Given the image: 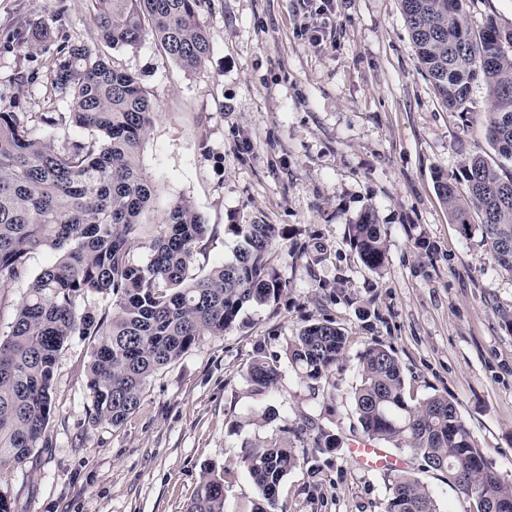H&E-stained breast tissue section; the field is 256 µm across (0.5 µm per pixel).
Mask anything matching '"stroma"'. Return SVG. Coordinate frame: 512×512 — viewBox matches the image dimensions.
Masks as SVG:
<instances>
[{"label": "stroma", "instance_id": "stroma-1", "mask_svg": "<svg viewBox=\"0 0 512 512\" xmlns=\"http://www.w3.org/2000/svg\"><path fill=\"white\" fill-rule=\"evenodd\" d=\"M87 0H0V105L61 112L51 86L52 57H27L21 37L55 14L63 40L92 41ZM211 52L198 69L167 60L152 38L108 50L138 78L155 106L141 155L158 182V204L191 199L217 226L207 263L231 258L224 224L259 218L278 225L270 260L288 284L278 303L248 308L236 328L205 336L149 380L123 426L88 423L90 346L72 337L59 353L48 447L23 464L0 467V492L17 512H185L204 466L233 469L224 512H255L262 500L235 463L245 443L272 434L255 423L273 407L339 435L342 447L318 466L285 478L287 512H384L393 477L418 473L441 512L466 503L441 473L419 472L390 448L391 466L365 469L348 445L361 437L353 392L357 356L374 342L402 364L413 399L448 396L494 469L512 481V276L492 261L479 233L464 234L438 199L437 173L461 155L497 154L478 120L482 83L465 108L448 109L420 69L400 0H202ZM374 209L387 241L375 275L345 237ZM425 248H418V241ZM345 282L346 290H328ZM375 313H358L367 299ZM334 319L346 357L311 390L283 353L307 320ZM280 358L272 396L245 379L256 345Z\"/></svg>", "mask_w": 512, "mask_h": 512}]
</instances>
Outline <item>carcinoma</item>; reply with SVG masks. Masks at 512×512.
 Instances as JSON below:
<instances>
[{"instance_id":"obj_1","label":"carcinoma","mask_w":512,"mask_h":512,"mask_svg":"<svg viewBox=\"0 0 512 512\" xmlns=\"http://www.w3.org/2000/svg\"><path fill=\"white\" fill-rule=\"evenodd\" d=\"M89 2L94 41L57 43L54 16L20 41L28 54L56 46L52 85L68 111L39 116L48 135L36 133L29 113L0 106V288L27 281L9 337L0 341V466L19 465L47 447L55 364L70 337L91 339L88 423L119 427L138 410L156 370L179 360L200 337L224 335L244 309L276 303L287 291L269 260L282 234L275 224L227 225L237 239L233 257L206 270L199 260L217 228L205 224L190 199L171 201L155 222L143 220L158 196L157 182L140 164L154 105L103 48L133 49L149 33L178 67L197 69L211 51L201 0ZM463 2L401 0L418 64L441 100L463 109L473 83L487 88L481 123L503 161L469 155L435 183L451 223L466 234L479 232L496 266L512 274V168L505 165L512 162V26L490 17L476 31ZM345 234L362 264L381 275L387 243L373 210L346 225ZM136 248L148 250L146 261L135 257ZM43 249L57 252L58 260L31 277L27 261ZM93 294L111 297L101 314L86 305ZM346 350L341 327L322 318L299 330L285 357L301 379L316 384ZM358 366L354 409L366 438L444 473L468 512H512V482L477 448L448 397L408 401L399 360L379 343L359 353ZM279 378L276 361L257 348L246 370L252 390L268 395ZM314 425L308 417L285 424L241 450L240 466L266 503L261 512H285L280 490L300 465L293 440ZM339 446L335 434L321 429L308 457ZM224 482L204 467L187 512H224ZM385 512L439 509L417 477L399 475L388 484Z\"/></svg>"}]
</instances>
